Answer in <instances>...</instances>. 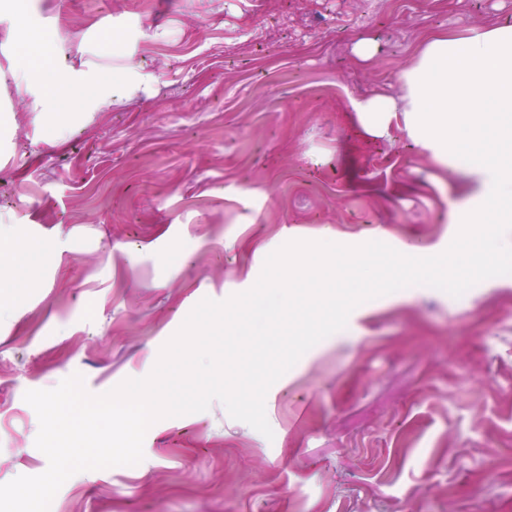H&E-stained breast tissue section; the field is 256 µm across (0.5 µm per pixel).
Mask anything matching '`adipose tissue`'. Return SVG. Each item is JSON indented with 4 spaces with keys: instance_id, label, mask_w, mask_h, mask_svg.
I'll return each mask as SVG.
<instances>
[{
    "instance_id": "ef3b65f1",
    "label": "adipose tissue",
    "mask_w": 512,
    "mask_h": 512,
    "mask_svg": "<svg viewBox=\"0 0 512 512\" xmlns=\"http://www.w3.org/2000/svg\"><path fill=\"white\" fill-rule=\"evenodd\" d=\"M353 109L375 136L403 113L409 138L434 164L467 170L477 185L454 213L465 230L448 251L407 244L378 256L358 242L338 248L326 230L310 248L277 256L276 274L298 276L268 303L297 342L335 324L367 290L402 283L453 288L494 278L512 264L498 248L500 225L512 224V24L430 41L402 71L397 97L357 100Z\"/></svg>"
}]
</instances>
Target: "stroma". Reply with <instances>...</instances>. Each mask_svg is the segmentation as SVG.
<instances>
[{
  "mask_svg": "<svg viewBox=\"0 0 512 512\" xmlns=\"http://www.w3.org/2000/svg\"><path fill=\"white\" fill-rule=\"evenodd\" d=\"M17 4L16 30L43 43L0 31V484L48 467L26 391L147 377L202 299L249 290L285 243L458 238L449 211L474 181L419 152L402 117L368 134L351 102L397 94L427 43L503 24L512 0ZM27 57L72 92L101 79L109 104L34 108ZM265 413L270 439L217 400L160 419L140 463L74 474L50 512H512V265L366 295Z\"/></svg>",
  "mask_w": 512,
  "mask_h": 512,
  "instance_id": "35a3bbf8",
  "label": "stroma"
}]
</instances>
